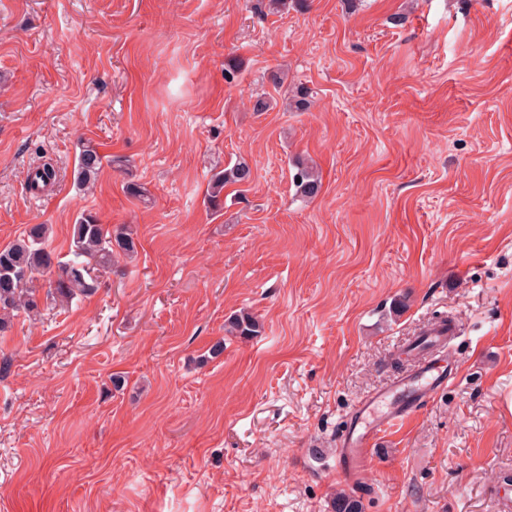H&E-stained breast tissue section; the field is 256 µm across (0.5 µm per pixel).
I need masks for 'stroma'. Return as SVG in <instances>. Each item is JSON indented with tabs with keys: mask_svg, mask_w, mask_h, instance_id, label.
<instances>
[{
	"mask_svg": "<svg viewBox=\"0 0 512 512\" xmlns=\"http://www.w3.org/2000/svg\"><path fill=\"white\" fill-rule=\"evenodd\" d=\"M299 86L310 111L286 106ZM87 142L105 158L90 193ZM39 157L57 171L41 197ZM239 160L251 181L209 207ZM84 213L137 252L88 296L34 281L38 313L0 332V512L512 496V0H0V248L46 224L67 255ZM241 311L257 336L225 333ZM448 315L457 377L340 475L355 406ZM103 156L91 143L82 146L78 164L74 170V183L79 189L88 190L94 187ZM252 171L246 162H237L233 166L225 168L223 172L214 175L210 184V202L219 204L220 197L224 194L227 185L245 184L251 181ZM294 169L295 171L292 175V183L297 192L304 197H316L322 187L319 174L313 168L305 165H295ZM297 178H300V183L296 182Z\"/></svg>",
	"mask_w": 512,
	"mask_h": 512,
	"instance_id": "1",
	"label": "stroma"
}]
</instances>
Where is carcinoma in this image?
I'll return each mask as SVG.
<instances>
[{
  "mask_svg": "<svg viewBox=\"0 0 512 512\" xmlns=\"http://www.w3.org/2000/svg\"><path fill=\"white\" fill-rule=\"evenodd\" d=\"M312 105L311 92L298 87L291 94L289 106L295 112H306ZM103 156L88 143L82 146L74 170V183L82 190L94 187ZM252 171L246 162H237L214 175L210 184V202L217 204L224 194V187L251 181ZM300 179L294 186L302 196L316 197L322 187L319 174L305 165L295 166L292 179ZM49 225L33 224L23 236L11 245L0 249V331L5 329L13 312L23 309L38 310V298L29 284L37 277L47 278L49 287L64 299L91 293L96 289V279L91 272L107 271L118 257L136 253L132 232L125 227L109 230L98 222L96 216L84 214L71 225L70 253L73 259L62 262L48 250L46 242ZM228 333L247 338L259 333L260 325L245 312L230 316L225 324ZM334 512H362L363 505L355 495L343 491L333 501Z\"/></svg>",
  "mask_w": 512,
  "mask_h": 512,
  "instance_id": "cac0c4a2",
  "label": "carcinoma"
}]
</instances>
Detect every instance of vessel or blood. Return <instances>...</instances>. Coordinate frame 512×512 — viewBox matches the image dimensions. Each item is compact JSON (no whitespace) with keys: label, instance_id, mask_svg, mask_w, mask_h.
<instances>
[{"label":"vessel or blood","instance_id":"b4317fda","mask_svg":"<svg viewBox=\"0 0 512 512\" xmlns=\"http://www.w3.org/2000/svg\"><path fill=\"white\" fill-rule=\"evenodd\" d=\"M459 330L458 323L451 320L434 323L423 344L410 350L415 360L413 370L393 379L355 408L347 430L336 442L342 473L361 466L380 436L447 390L454 376L447 366L448 344Z\"/></svg>","mask_w":512,"mask_h":512}]
</instances>
